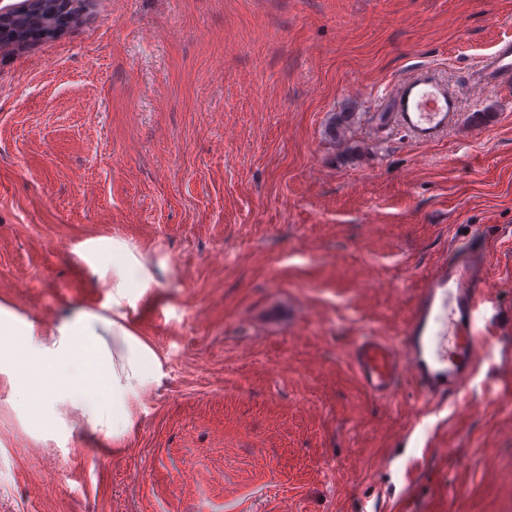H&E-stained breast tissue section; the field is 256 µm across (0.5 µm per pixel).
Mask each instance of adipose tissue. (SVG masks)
<instances>
[{
	"label": "adipose tissue",
	"instance_id": "1",
	"mask_svg": "<svg viewBox=\"0 0 512 512\" xmlns=\"http://www.w3.org/2000/svg\"><path fill=\"white\" fill-rule=\"evenodd\" d=\"M72 253L107 290L101 310L80 309L51 329L0 302V375L27 425L44 431L75 411L93 432L120 442L132 431L140 396L163 376L133 316L160 286L167 261L157 248L118 236L90 237Z\"/></svg>",
	"mask_w": 512,
	"mask_h": 512
}]
</instances>
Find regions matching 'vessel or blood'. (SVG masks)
<instances>
[{
	"label": "vessel or blood",
	"instance_id": "1",
	"mask_svg": "<svg viewBox=\"0 0 512 512\" xmlns=\"http://www.w3.org/2000/svg\"><path fill=\"white\" fill-rule=\"evenodd\" d=\"M477 78L512 83V40L498 44ZM391 98L397 126L417 143L440 139L461 118L455 92L427 68L396 82ZM490 260L481 235L455 244L425 276L398 336L369 329L354 337L350 361L368 394L391 398L407 379L427 403L467 393L484 359V341L504 319L490 305Z\"/></svg>",
	"mask_w": 512,
	"mask_h": 512
}]
</instances>
